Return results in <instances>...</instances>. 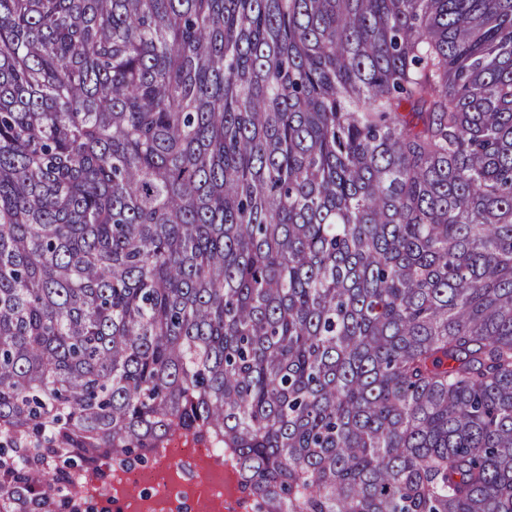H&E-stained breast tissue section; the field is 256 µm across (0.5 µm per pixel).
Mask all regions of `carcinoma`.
<instances>
[{
	"label": "carcinoma",
	"mask_w": 512,
	"mask_h": 512,
	"mask_svg": "<svg viewBox=\"0 0 512 512\" xmlns=\"http://www.w3.org/2000/svg\"><path fill=\"white\" fill-rule=\"evenodd\" d=\"M176 434L512 512V0H0V512Z\"/></svg>",
	"instance_id": "1"
}]
</instances>
